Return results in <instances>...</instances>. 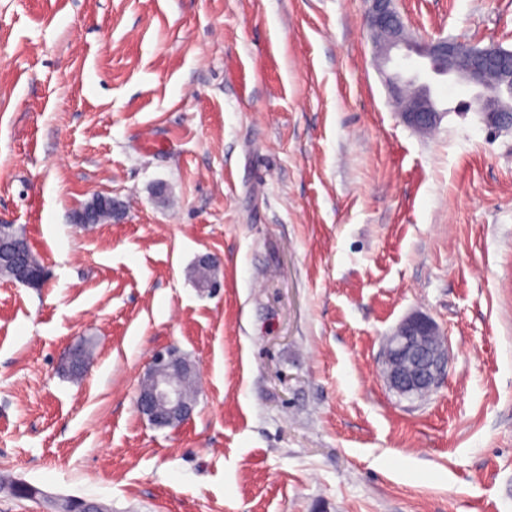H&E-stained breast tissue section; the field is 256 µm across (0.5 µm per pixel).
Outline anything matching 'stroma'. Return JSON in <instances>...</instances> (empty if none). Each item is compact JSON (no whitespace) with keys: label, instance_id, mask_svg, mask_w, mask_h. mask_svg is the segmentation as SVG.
I'll list each match as a JSON object with an SVG mask.
<instances>
[{"label":"stroma","instance_id":"35a3bbf8","mask_svg":"<svg viewBox=\"0 0 512 512\" xmlns=\"http://www.w3.org/2000/svg\"><path fill=\"white\" fill-rule=\"evenodd\" d=\"M396 8L512 48V0ZM366 10L0 0V224L47 271L0 278V512H512V129L446 76L441 124L406 126ZM98 195L121 221L73 224ZM415 312L448 376L413 400L380 356ZM168 347L198 396L157 429L135 397Z\"/></svg>","mask_w":512,"mask_h":512}]
</instances>
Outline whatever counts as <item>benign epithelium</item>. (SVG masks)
<instances>
[{
	"mask_svg": "<svg viewBox=\"0 0 512 512\" xmlns=\"http://www.w3.org/2000/svg\"><path fill=\"white\" fill-rule=\"evenodd\" d=\"M366 22L374 38L376 62L384 71L393 62L392 53L403 47L415 48L417 55L441 71L475 89V100L483 122L492 128H512V49L500 45L471 46L459 50L453 39L438 38L412 46L403 20L396 10L395 0H367ZM497 72L509 83L491 94L486 87V76ZM415 73L402 79L395 71L388 75L392 97L402 121L420 133L438 127L447 112L419 91V76ZM120 209L111 198L97 196L76 214L75 223L84 224L100 208ZM448 368V347L439 326L430 317L413 313L405 317L385 338L381 355V375L391 391L402 397H421L433 391L445 378ZM194 371L192 365L174 350L159 351L153 355L141 379L136 399L140 414L159 428L179 427L191 416L194 403L188 401L175 375Z\"/></svg>",
	"mask_w": 512,
	"mask_h": 512,
	"instance_id": "obj_1",
	"label": "benign epithelium"
}]
</instances>
